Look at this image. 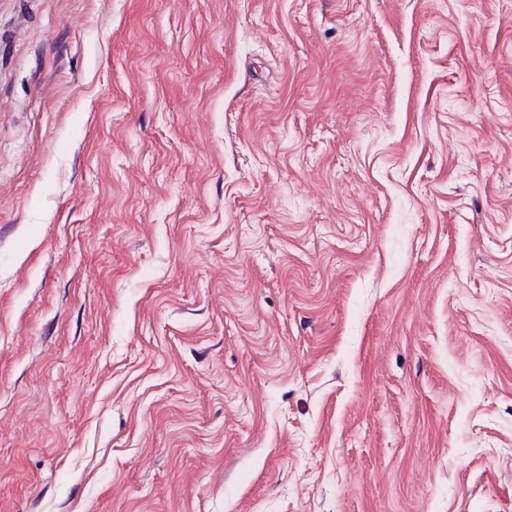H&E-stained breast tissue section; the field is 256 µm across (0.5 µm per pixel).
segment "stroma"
Returning <instances> with one entry per match:
<instances>
[{"label": "stroma", "mask_w": 512, "mask_h": 512, "mask_svg": "<svg viewBox=\"0 0 512 512\" xmlns=\"http://www.w3.org/2000/svg\"><path fill=\"white\" fill-rule=\"evenodd\" d=\"M0 512H512V0H0Z\"/></svg>", "instance_id": "obj_1"}]
</instances>
